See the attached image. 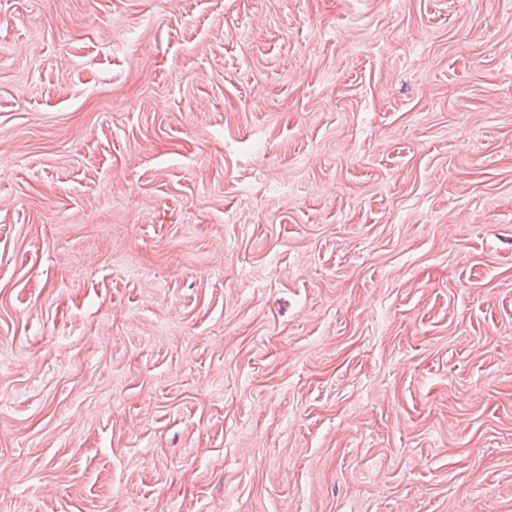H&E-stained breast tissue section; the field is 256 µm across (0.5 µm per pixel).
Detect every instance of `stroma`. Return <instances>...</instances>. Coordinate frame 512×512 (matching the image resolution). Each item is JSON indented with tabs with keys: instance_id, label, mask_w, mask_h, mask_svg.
I'll list each match as a JSON object with an SVG mask.
<instances>
[{
	"instance_id": "obj_1",
	"label": "stroma",
	"mask_w": 512,
	"mask_h": 512,
	"mask_svg": "<svg viewBox=\"0 0 512 512\" xmlns=\"http://www.w3.org/2000/svg\"><path fill=\"white\" fill-rule=\"evenodd\" d=\"M0 512H512V0H0Z\"/></svg>"
}]
</instances>
